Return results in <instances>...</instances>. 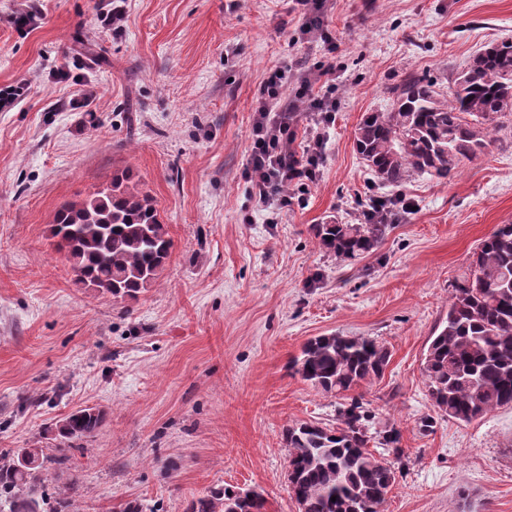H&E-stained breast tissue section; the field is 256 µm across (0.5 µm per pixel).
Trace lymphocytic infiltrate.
Returning <instances> with one entry per match:
<instances>
[{
  "instance_id": "lymphocytic-infiltrate-1",
  "label": "lymphocytic infiltrate",
  "mask_w": 512,
  "mask_h": 512,
  "mask_svg": "<svg viewBox=\"0 0 512 512\" xmlns=\"http://www.w3.org/2000/svg\"><path fill=\"white\" fill-rule=\"evenodd\" d=\"M339 70V64L333 62L319 69L323 83L318 92L314 91L311 80L304 79L299 83L295 92L296 107L317 113L321 120L317 131L308 137L298 153L284 150L285 145L296 138V107L278 105L288 77L275 68L267 72L260 88L261 105L252 124L247 161L251 192L261 207L275 210L289 206L292 198L287 194L288 187H305L317 181L327 144L326 128L336 110L333 92Z\"/></svg>"
}]
</instances>
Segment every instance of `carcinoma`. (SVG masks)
<instances>
[{
	"instance_id": "1",
	"label": "carcinoma",
	"mask_w": 512,
	"mask_h": 512,
	"mask_svg": "<svg viewBox=\"0 0 512 512\" xmlns=\"http://www.w3.org/2000/svg\"><path fill=\"white\" fill-rule=\"evenodd\" d=\"M512 112V40L492 42L457 73L444 94L437 83L409 75L391 91L389 107L367 112L355 132L356 151L379 183L397 186L427 174L446 182L465 160L483 154L499 120ZM125 170L109 188L64 204L50 236L70 262L75 281L102 294L135 299L158 280L173 240L153 197L130 184ZM389 224L311 225L319 247L341 262L373 251ZM389 350L365 336H314L290 362L292 374L346 402L336 425L295 422L286 427L288 489L299 512H384L403 472L401 434L369 433L372 414L348 392L380 378ZM423 372L432 407L470 422L512 405V224H500L470 256L468 272L452 286L448 312L428 340ZM105 419L87 407L55 423V436L87 439ZM393 460L370 449L373 439ZM67 448H1L0 512H80L77 476L48 487L47 464L69 470ZM336 501H331V498ZM187 512H265L250 489L213 488Z\"/></svg>"
}]
</instances>
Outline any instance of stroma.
<instances>
[{
  "label": "stroma",
  "instance_id": "stroma-1",
  "mask_svg": "<svg viewBox=\"0 0 512 512\" xmlns=\"http://www.w3.org/2000/svg\"><path fill=\"white\" fill-rule=\"evenodd\" d=\"M323 20L327 43L301 34L294 0H0V91L21 90L0 108V448L57 447L59 419L106 409L74 458L84 512H185L213 487L298 512L284 429L335 425L338 404L289 362L333 332L391 354L358 390L408 455L385 512H512V406L418 429L432 411L422 359L450 285L512 223V116L445 184L377 187L354 145L406 76L449 87L485 45L511 39L512 0H331ZM332 59L342 71L320 177L264 211L245 179L260 84L288 68V106L295 82ZM76 89L87 106L72 107ZM124 169L173 240L134 300L76 285L50 238L63 203ZM377 192L415 209L356 262L318 247L311 225L353 222Z\"/></svg>",
  "mask_w": 512,
  "mask_h": 512
}]
</instances>
